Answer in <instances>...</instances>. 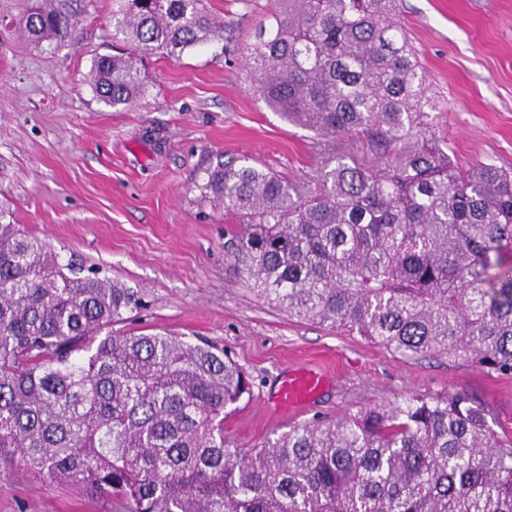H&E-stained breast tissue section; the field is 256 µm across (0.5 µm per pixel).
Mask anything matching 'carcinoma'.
I'll return each instance as SVG.
<instances>
[{"mask_svg": "<svg viewBox=\"0 0 512 512\" xmlns=\"http://www.w3.org/2000/svg\"><path fill=\"white\" fill-rule=\"evenodd\" d=\"M21 32L58 43L64 0H23ZM202 0H112L121 53L87 82L116 108L147 89L139 58L223 38ZM248 55L256 91L320 137L349 135L313 178L219 161L196 184L237 218L261 299L402 356L464 357L512 376V171L456 166L398 23V0H273ZM0 207V476L22 465L122 512H512V441L466 393L410 396L224 446L251 392L224 349L112 325L139 292L80 275Z\"/></svg>", "mask_w": 512, "mask_h": 512, "instance_id": "1", "label": "carcinoma"}]
</instances>
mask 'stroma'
I'll return each instance as SVG.
<instances>
[{"mask_svg":"<svg viewBox=\"0 0 512 512\" xmlns=\"http://www.w3.org/2000/svg\"><path fill=\"white\" fill-rule=\"evenodd\" d=\"M224 39L145 61L147 93L106 106L85 78L112 52V0H67L74 19L61 45L38 46L16 25L20 0H0V204L62 263L94 267L137 289L144 310L125 333L203 337L244 370L251 392L224 418V442L248 450L295 423L410 395L461 390L512 438V377L464 360L403 358L363 337L297 318L259 300L235 260V224L201 200L208 164L249 157L309 179L351 137L316 136L269 108L246 55L271 0H204ZM430 93L437 137L458 166L512 168V0H399ZM329 382L295 418L276 393L299 366ZM0 512H115L111 500L18 466L0 478Z\"/></svg>","mask_w":512,"mask_h":512,"instance_id":"1","label":"stroma"}]
</instances>
